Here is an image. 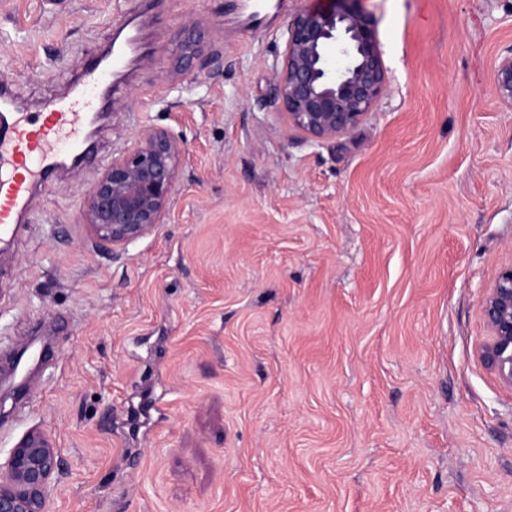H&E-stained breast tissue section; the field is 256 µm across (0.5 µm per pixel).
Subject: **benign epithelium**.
I'll use <instances>...</instances> for the list:
<instances>
[{
    "label": "benign epithelium",
    "instance_id": "1",
    "mask_svg": "<svg viewBox=\"0 0 512 512\" xmlns=\"http://www.w3.org/2000/svg\"><path fill=\"white\" fill-rule=\"evenodd\" d=\"M360 0H331L321 10H303L288 25L277 94L288 122L323 142L360 123L388 84L374 23ZM341 63L328 64L330 48ZM494 91L512 106V51L500 62ZM180 144L167 130L149 127L123 156L112 160L87 196L81 218L99 243L121 245L164 223L174 193ZM488 329L480 356L512 387V267L503 270L480 300ZM57 450L42 434L13 450L0 476V512H46L59 472Z\"/></svg>",
    "mask_w": 512,
    "mask_h": 512
}]
</instances>
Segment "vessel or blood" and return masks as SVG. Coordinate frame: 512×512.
<instances>
[{
  "label": "vessel or blood",
  "instance_id": "obj_1",
  "mask_svg": "<svg viewBox=\"0 0 512 512\" xmlns=\"http://www.w3.org/2000/svg\"><path fill=\"white\" fill-rule=\"evenodd\" d=\"M112 52L69 90L45 98L40 112H23L6 84H0V244H8L32 209L33 192L55 182L67 168L98 162L88 129L104 110L106 72L120 74L142 45L128 15H114Z\"/></svg>",
  "mask_w": 512,
  "mask_h": 512
}]
</instances>
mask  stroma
Returning a JSON list of instances; mask_svg holds the SVG:
<instances>
[{
  "label": "stroma",
  "mask_w": 512,
  "mask_h": 512,
  "mask_svg": "<svg viewBox=\"0 0 512 512\" xmlns=\"http://www.w3.org/2000/svg\"><path fill=\"white\" fill-rule=\"evenodd\" d=\"M134 6L0 0V82L39 111ZM363 6L388 86L315 143L274 91L308 0L242 30L224 0H159L105 155L177 138L164 224L99 247L96 167L35 195L0 253V474L45 434L48 512H512V387L479 354L512 266V0ZM494 91L500 102L512 106V52L504 57L498 66Z\"/></svg>",
  "instance_id": "1"
}]
</instances>
